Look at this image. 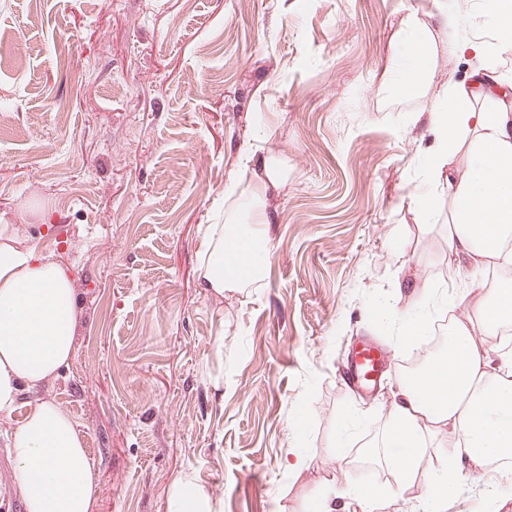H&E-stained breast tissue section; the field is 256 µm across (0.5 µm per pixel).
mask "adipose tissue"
Masks as SVG:
<instances>
[{
	"label": "adipose tissue",
	"instance_id": "1",
	"mask_svg": "<svg viewBox=\"0 0 512 512\" xmlns=\"http://www.w3.org/2000/svg\"><path fill=\"white\" fill-rule=\"evenodd\" d=\"M388 84L414 92L429 80L434 48L416 15L403 20ZM485 100L475 108L471 99ZM455 106L435 110L432 176H446L451 201L448 248L473 269L511 265L503 239L512 232V95L495 70L474 71L456 86ZM466 137L465 172L448 166V152ZM200 272L220 293L261 280L269 242L244 230L238 217L208 225ZM471 300L448 329L446 345L402 376L381 439L365 448L380 456L395 481L389 487L328 478L316 492V512H380L386 498L419 488L424 512H443L463 475L512 459V351L492 358L483 338L512 325V279L498 287L473 280ZM76 294L65 269L34 247L20 246L10 225L0 226V413L11 412L22 391L57 375L74 354ZM16 485L27 512H93L94 477L73 423L40 401L8 438ZM165 512H221L192 474L169 487Z\"/></svg>",
	"mask_w": 512,
	"mask_h": 512
}]
</instances>
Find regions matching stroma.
I'll use <instances>...</instances> for the list:
<instances>
[{
	"mask_svg": "<svg viewBox=\"0 0 512 512\" xmlns=\"http://www.w3.org/2000/svg\"><path fill=\"white\" fill-rule=\"evenodd\" d=\"M0 0V225L70 274L74 356L0 413V512L18 502L6 437L40 400L73 419L95 512H165L183 472L223 512H310L311 490L379 436L415 282L448 283V195L423 119L483 60L486 0ZM435 45L425 89L386 84L401 23ZM255 203L259 285L198 275L207 225ZM430 199L422 208L419 195ZM391 358L372 394L343 363Z\"/></svg>",
	"mask_w": 512,
	"mask_h": 512,
	"instance_id": "1",
	"label": "stroma"
}]
</instances>
